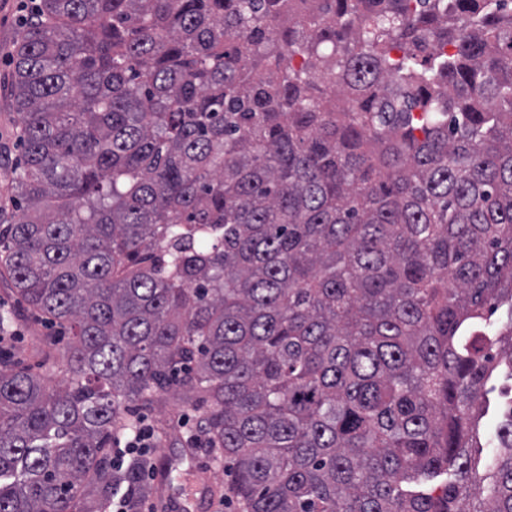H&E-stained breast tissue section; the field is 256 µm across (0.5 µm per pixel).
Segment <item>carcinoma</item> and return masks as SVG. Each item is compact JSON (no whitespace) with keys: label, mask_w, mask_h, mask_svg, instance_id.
I'll return each instance as SVG.
<instances>
[{"label":"carcinoma","mask_w":512,"mask_h":512,"mask_svg":"<svg viewBox=\"0 0 512 512\" xmlns=\"http://www.w3.org/2000/svg\"><path fill=\"white\" fill-rule=\"evenodd\" d=\"M40 14L0 253L66 385L0 367V512L134 481L171 394L246 512H512V0ZM131 415L136 420L133 435L125 442L123 447L121 446V441L123 442L124 436L121 437V440L117 439L114 441L110 448H107L112 456L106 455L112 462V469L114 467L124 470L129 462L124 464L125 458L130 456L139 463L140 471L151 473L154 465L151 462L149 448H154V460L160 458L165 453L171 457L184 454V448H188L186 438L189 431L192 434L194 433L201 412L194 408L186 407L175 397L168 396L163 406H139L134 408ZM181 416L189 418V423L185 429L181 428L180 424L177 425V421ZM139 418L146 419L149 423L153 424L154 428L143 425L141 421H137ZM156 438H158L157 448L154 447Z\"/></svg>","instance_id":"carcinoma-1"}]
</instances>
